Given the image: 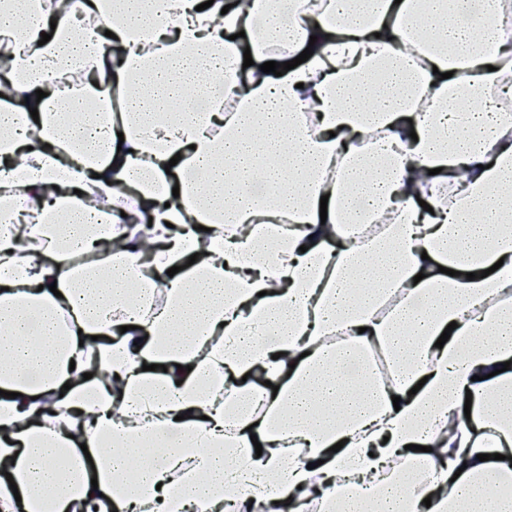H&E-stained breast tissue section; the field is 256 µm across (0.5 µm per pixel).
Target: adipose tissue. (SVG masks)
<instances>
[{"label": "adipose tissue", "mask_w": 512, "mask_h": 512, "mask_svg": "<svg viewBox=\"0 0 512 512\" xmlns=\"http://www.w3.org/2000/svg\"><path fill=\"white\" fill-rule=\"evenodd\" d=\"M202 2L0 0V512H512V0Z\"/></svg>", "instance_id": "1"}]
</instances>
